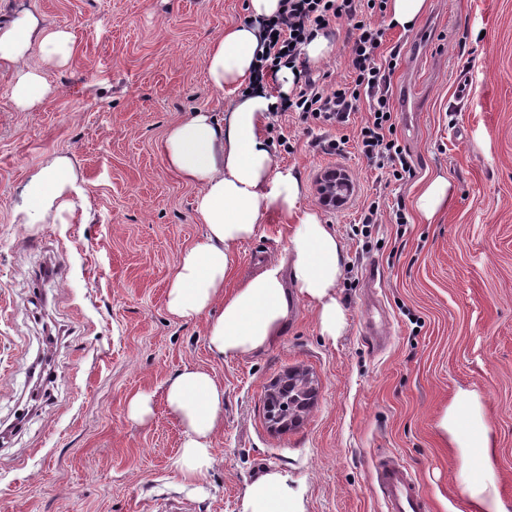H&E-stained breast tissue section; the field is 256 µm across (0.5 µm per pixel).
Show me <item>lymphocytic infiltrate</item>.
<instances>
[{"mask_svg":"<svg viewBox=\"0 0 512 512\" xmlns=\"http://www.w3.org/2000/svg\"><path fill=\"white\" fill-rule=\"evenodd\" d=\"M388 0H282L278 15L264 21L261 67L277 73L281 67L301 70L298 92L278 99L277 111L297 114L300 121L342 125L353 112L366 109L359 132V147L374 169L401 181L413 169L408 151L395 133L390 103L391 76L399 64L398 51H385ZM343 20L353 38L350 81L326 88V74L313 73L302 49L331 23Z\"/></svg>","mask_w":512,"mask_h":512,"instance_id":"obj_1","label":"lymphocytic infiltrate"}]
</instances>
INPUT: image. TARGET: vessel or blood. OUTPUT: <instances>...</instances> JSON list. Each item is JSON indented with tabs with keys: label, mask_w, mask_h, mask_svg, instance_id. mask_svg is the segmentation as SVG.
Listing matches in <instances>:
<instances>
[{
	"label": "vessel or blood",
	"mask_w": 512,
	"mask_h": 512,
	"mask_svg": "<svg viewBox=\"0 0 512 512\" xmlns=\"http://www.w3.org/2000/svg\"><path fill=\"white\" fill-rule=\"evenodd\" d=\"M375 474L386 512H430V499L420 480L397 457L380 458Z\"/></svg>",
	"instance_id": "vessel-or-blood-1"
}]
</instances>
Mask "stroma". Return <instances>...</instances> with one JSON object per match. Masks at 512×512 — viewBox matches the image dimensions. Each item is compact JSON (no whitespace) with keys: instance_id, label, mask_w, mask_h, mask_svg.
<instances>
[{"instance_id":"1","label":"stroma","mask_w":512,"mask_h":512,"mask_svg":"<svg viewBox=\"0 0 512 512\" xmlns=\"http://www.w3.org/2000/svg\"><path fill=\"white\" fill-rule=\"evenodd\" d=\"M246 2L0 0V18L27 11L72 36L66 65L32 51L49 92L31 109L15 107L0 69V512H240L245 485L268 470L304 486V512H383L374 465L387 455L416 472L433 512H472L459 450L438 427L463 393L483 407L485 481L512 512V0H429L413 30H388L412 179L368 165L363 113L344 126L270 116L291 146L273 153L304 184L301 207L317 209L346 252V326L320 335L299 302L265 353L216 363L203 324L166 310L179 253L202 226L196 187L156 144L191 112L231 110L234 95L210 87L204 60L225 26L247 20ZM325 35L334 50L314 68L333 85L349 76V34L335 22ZM340 137L345 153L322 150ZM55 154L73 160L84 206L65 224L20 223L27 183ZM437 173L452 200L423 224L417 187ZM374 200L383 216L362 229ZM399 202L403 224L388 216ZM290 232L269 214L241 245L239 273L282 255ZM370 312L386 323L383 346L362 334ZM189 362L224 384L200 489L178 477L182 430L162 391ZM290 370L313 378L316 402L299 427L274 433L263 398ZM138 392L152 397L142 423L127 414Z\"/></svg>"}]
</instances>
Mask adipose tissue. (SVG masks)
Segmentation results:
<instances>
[{
	"label": "adipose tissue",
	"mask_w": 512,
	"mask_h": 512,
	"mask_svg": "<svg viewBox=\"0 0 512 512\" xmlns=\"http://www.w3.org/2000/svg\"><path fill=\"white\" fill-rule=\"evenodd\" d=\"M280 4L247 0L248 21L225 27L210 44L206 78L215 90L238 89L231 112L221 118L203 110L191 113L173 123L158 145L168 167L197 186L195 215L203 226L201 236L180 253L166 309L185 324L204 321L207 347L219 362L267 350L283 336L298 300L314 310L321 335L338 336L346 320L339 296L344 248L317 210L301 207L300 176L279 165L270 150L265 127L275 98L246 90L263 51L258 22L274 17ZM35 47L44 60L63 62L70 54V36L47 30L30 13L0 26V67L12 70L11 99L22 109L34 106L47 91L41 74L27 64ZM26 195L25 224L64 219L85 197L73 163L64 155L45 160ZM450 199L447 177H431L417 195L420 221L433 223ZM272 212L293 226L284 254L236 275L241 244L257 235L260 221ZM231 278L236 284L225 290ZM163 392L169 415L182 429L179 477L202 483L212 439L224 424V386L214 371L186 364L165 380ZM439 427L460 450L470 498H479L487 490L483 466L489 436L478 399L460 395ZM241 512H304L303 489L281 472H264L246 484Z\"/></svg>",
	"instance_id": "1"
}]
</instances>
